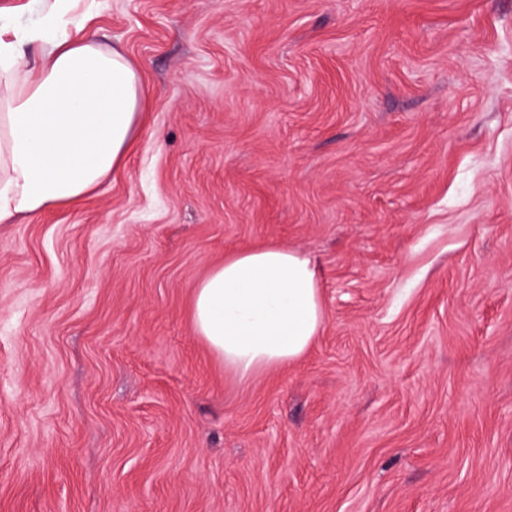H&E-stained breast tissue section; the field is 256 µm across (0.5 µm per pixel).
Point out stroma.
<instances>
[{"mask_svg":"<svg viewBox=\"0 0 512 512\" xmlns=\"http://www.w3.org/2000/svg\"><path fill=\"white\" fill-rule=\"evenodd\" d=\"M130 152L0 223V512H512V0H81ZM325 326L240 381L196 285L263 243Z\"/></svg>","mask_w":512,"mask_h":512,"instance_id":"35a3bbf8","label":"stroma"}]
</instances>
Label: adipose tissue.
I'll return each mask as SVG.
<instances>
[{"instance_id":"obj_1","label":"adipose tissue","mask_w":512,"mask_h":512,"mask_svg":"<svg viewBox=\"0 0 512 512\" xmlns=\"http://www.w3.org/2000/svg\"><path fill=\"white\" fill-rule=\"evenodd\" d=\"M71 7L55 0L44 27L0 21V223L73 203L123 160L138 124L137 67L94 36L60 30ZM41 50L28 56L26 43ZM319 269L280 245L225 256L196 286L192 323L241 381L301 359L325 324Z\"/></svg>"}]
</instances>
